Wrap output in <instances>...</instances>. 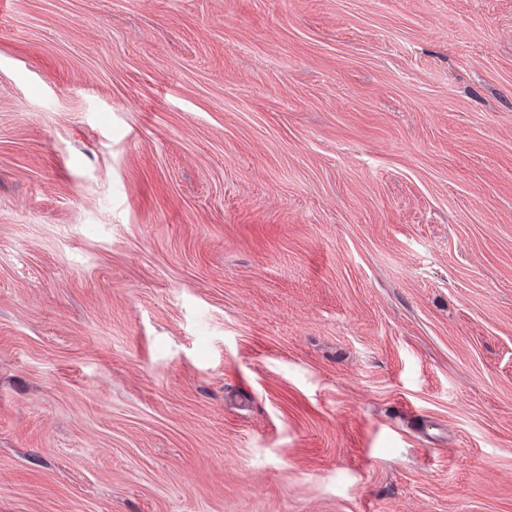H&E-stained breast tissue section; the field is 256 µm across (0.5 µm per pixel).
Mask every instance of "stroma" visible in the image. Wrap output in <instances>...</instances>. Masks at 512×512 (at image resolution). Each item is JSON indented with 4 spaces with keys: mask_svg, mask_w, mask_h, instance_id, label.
Masks as SVG:
<instances>
[{
    "mask_svg": "<svg viewBox=\"0 0 512 512\" xmlns=\"http://www.w3.org/2000/svg\"><path fill=\"white\" fill-rule=\"evenodd\" d=\"M0 512H512V0H8Z\"/></svg>",
    "mask_w": 512,
    "mask_h": 512,
    "instance_id": "35a3bbf8",
    "label": "stroma"
}]
</instances>
